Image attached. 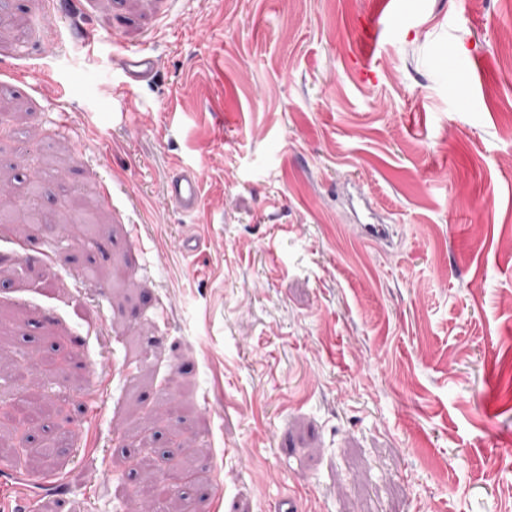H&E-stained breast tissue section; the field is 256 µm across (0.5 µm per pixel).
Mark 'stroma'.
<instances>
[{"instance_id": "obj_1", "label": "stroma", "mask_w": 512, "mask_h": 512, "mask_svg": "<svg viewBox=\"0 0 512 512\" xmlns=\"http://www.w3.org/2000/svg\"><path fill=\"white\" fill-rule=\"evenodd\" d=\"M20 16L0 431L48 411L0 441V512H131L170 465V512H512V0ZM155 69L153 56L143 49L129 51L123 58L127 84L150 79ZM201 181L202 175L198 169L178 170L167 189L170 204L186 214H194L200 206Z\"/></svg>"}]
</instances>
